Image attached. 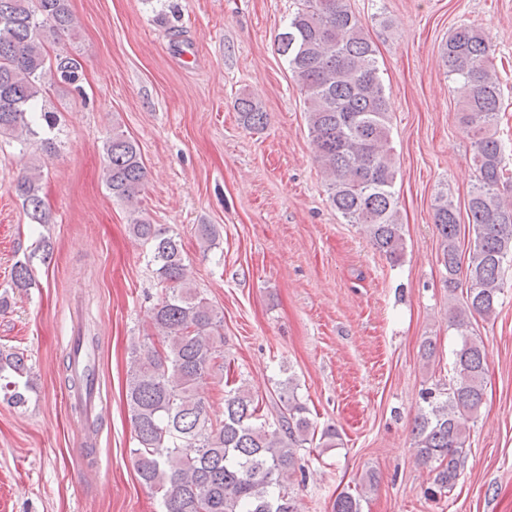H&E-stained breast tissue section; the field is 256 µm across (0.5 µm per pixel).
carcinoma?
<instances>
[{
  "instance_id": "carcinoma-1",
  "label": "carcinoma",
  "mask_w": 512,
  "mask_h": 512,
  "mask_svg": "<svg viewBox=\"0 0 512 512\" xmlns=\"http://www.w3.org/2000/svg\"><path fill=\"white\" fill-rule=\"evenodd\" d=\"M300 7L277 35L293 80L305 95L306 120L315 162L326 179L327 200L349 224H360L373 248L393 264L405 252L397 169L390 145V91L379 75L376 50L346 0H299ZM68 0H0V138L38 141L55 150L49 137L57 113L46 107V80L73 84L80 61L50 55L48 43L75 31ZM459 122L472 136L476 170L467 214L475 238L467 266L461 265L458 210L441 193L434 224L448 292L465 274L466 298L450 312L448 327L461 336L454 352L446 397L428 391L427 408L412 426L416 459L430 468V496L452 491L461 474L467 423L484 400L487 363L482 341L472 336L470 317L489 318L504 288V266L512 257V173L505 146L493 128L500 112V81L484 32L461 24L442 46ZM234 109L249 129L262 130L268 114L244 93ZM104 180L112 196L130 206L146 177L140 149L122 131L104 143ZM41 170L35 166L13 185L30 218L46 222L40 196ZM132 234L150 245L162 297L152 312L158 342L132 345L127 403L137 448L132 450L140 479L160 494L162 512H300L289 491L298 450L313 442L316 426L298 396L293 377L278 383L269 402L275 416L261 414L250 389L224 392V418H210L198 388L224 371L223 317L188 281L181 244L144 218ZM208 252L219 233L213 224L195 225ZM29 369L24 355L0 352V391L15 405L26 402ZM334 512H360V499L336 498Z\"/></svg>"
}]
</instances>
